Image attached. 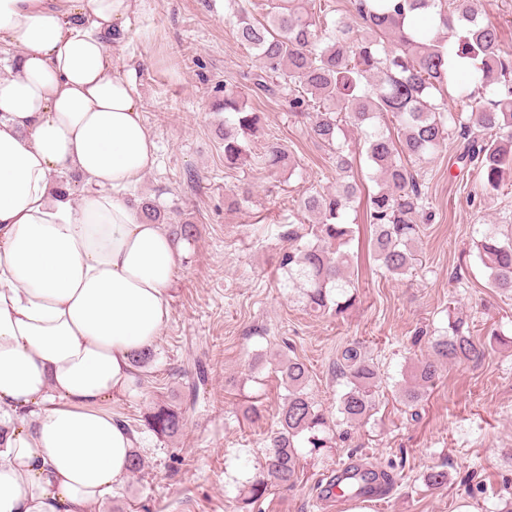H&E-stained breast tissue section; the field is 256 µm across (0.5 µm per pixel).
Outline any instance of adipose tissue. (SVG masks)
<instances>
[{
    "label": "adipose tissue",
    "instance_id": "ef3b65f1",
    "mask_svg": "<svg viewBox=\"0 0 512 512\" xmlns=\"http://www.w3.org/2000/svg\"><path fill=\"white\" fill-rule=\"evenodd\" d=\"M136 0H0V512H89L129 474L113 399L171 314L182 252L122 196L155 164L112 63ZM92 190L73 201L54 178Z\"/></svg>",
    "mask_w": 512,
    "mask_h": 512
}]
</instances>
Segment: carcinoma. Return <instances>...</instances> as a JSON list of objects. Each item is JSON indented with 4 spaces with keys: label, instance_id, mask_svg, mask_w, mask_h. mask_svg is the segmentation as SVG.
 <instances>
[{
    "label": "carcinoma",
    "instance_id": "1",
    "mask_svg": "<svg viewBox=\"0 0 512 512\" xmlns=\"http://www.w3.org/2000/svg\"><path fill=\"white\" fill-rule=\"evenodd\" d=\"M307 4L309 0H267L259 20L244 0H227L238 41L259 61L251 91L286 97L294 112L314 110L308 133L331 150L342 173L351 168L341 139L344 124L364 135L366 158L379 182L365 201L375 261L391 275H406L415 263L410 245L420 239L428 213L418 174L404 160L422 161L456 137L462 140L458 162L476 170L486 193L499 190L504 174L512 171V56L501 49L497 27L484 21L475 0H357L356 27L341 19L329 21L328 10L318 15ZM449 87L456 91L451 105ZM245 98L239 87L226 84L224 98L213 104L224 113L228 168L248 156L251 138L259 131L260 116L247 108ZM386 115L399 126L400 137H392L383 123ZM258 161L277 171L288 166V153L271 140ZM360 193L356 181L342 179L333 191L308 195L301 207L318 223L288 232L291 240L306 234L316 240L288 248L280 259V269L301 285L305 304L314 311L338 313L352 304L344 247L353 228L346 214ZM140 207L149 221L171 225V235L193 237L194 225L173 223L170 212L154 201L145 199ZM480 253L490 259L489 287L512 292V233L501 237L493 229L485 231ZM485 354L486 344L474 339L463 321L448 323L418 361L412 382L401 389V403L416 411L425 388L443 369L478 363ZM279 372L286 394L278 426L267 439L262 470L240 490L244 505L262 499L273 487L290 491L297 486L299 439L315 451L330 444L329 414L310 391L307 366L290 357ZM336 373L345 380L336 425L366 422L381 385L378 367L359 345L351 344L336 360ZM185 421V409L165 404L151 407L142 419L145 429L160 438L178 434ZM336 484L352 494L366 479L338 476Z\"/></svg>",
    "mask_w": 512,
    "mask_h": 512
}]
</instances>
